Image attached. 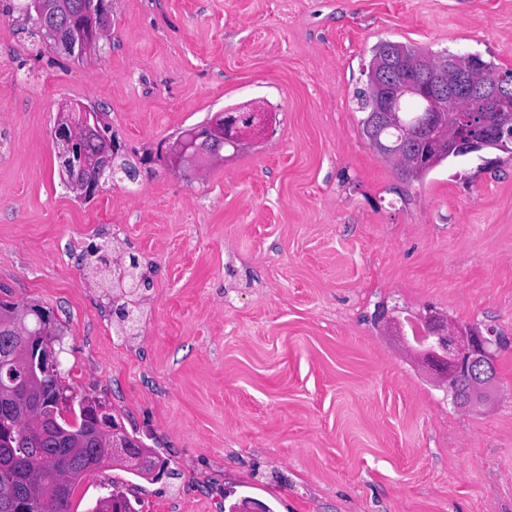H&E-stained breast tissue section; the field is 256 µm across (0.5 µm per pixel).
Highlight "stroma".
<instances>
[{
    "instance_id": "obj_1",
    "label": "stroma",
    "mask_w": 512,
    "mask_h": 512,
    "mask_svg": "<svg viewBox=\"0 0 512 512\" xmlns=\"http://www.w3.org/2000/svg\"><path fill=\"white\" fill-rule=\"evenodd\" d=\"M0 0V300L49 309L77 392L170 460L130 485L139 512H512V152L421 181L362 137L355 97L384 40L512 69V0H112L111 35L41 53ZM104 111L124 158L247 103L272 115L201 175L163 161L91 202L59 171L57 109ZM150 281L119 335L86 264ZM426 311L491 339L488 401L457 404L377 311Z\"/></svg>"
}]
</instances>
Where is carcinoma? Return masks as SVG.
<instances>
[{"instance_id":"cac0c4a2","label":"carcinoma","mask_w":512,"mask_h":512,"mask_svg":"<svg viewBox=\"0 0 512 512\" xmlns=\"http://www.w3.org/2000/svg\"><path fill=\"white\" fill-rule=\"evenodd\" d=\"M50 9L41 17L30 8L32 0H17L12 10L18 12L20 29L34 39L33 49L42 53L41 41L51 39L70 55L75 53L74 31L85 19L87 11L97 0H47ZM392 59L400 66V79L418 82L422 79V67L437 68L443 62L469 71L474 77L499 75L512 80V70L501 72L494 63L480 55L449 53L436 56L422 48L397 41H382L372 49L368 68L367 87L357 92V99L365 117L361 120L362 134L371 138L376 129L377 90L376 82L382 77L384 63ZM411 155L396 163V170L404 180H421L435 167L450 158L448 143L431 148L429 139L412 140ZM139 268L136 256L120 266H112L118 273L113 287L130 283L126 295L129 299L120 303L112 301V311L130 317V297L138 294L134 283V270ZM21 325V334L9 344L0 340V359L8 361L16 371L30 365H41L36 370L37 380L28 388L9 390L0 387V403L9 401L10 415L0 420V449L21 448L23 453L12 460L10 478L0 481V512H14L9 499L15 497L24 502L25 512H76L75 491L84 477L115 462L135 478L155 481L168 473L170 460L149 448L135 432L122 428L112 408L97 396L78 395L64 376L46 360L49 353L47 341L57 334L51 312L37 305H19L0 301V326ZM105 409L104 416L111 421L112 441L108 447L105 438L97 433L100 416L97 410ZM53 421L67 433L59 441L44 433L47 422ZM69 483L68 493L61 497L54 494L59 478ZM86 512H137L127 493L112 488L87 508Z\"/></svg>"}]
</instances>
